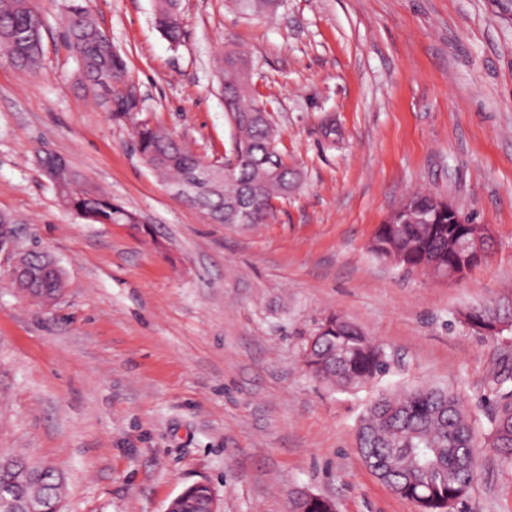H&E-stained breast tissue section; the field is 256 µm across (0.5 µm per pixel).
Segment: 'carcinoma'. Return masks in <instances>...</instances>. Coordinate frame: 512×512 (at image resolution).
Instances as JSON below:
<instances>
[{"instance_id": "cac0c4a2", "label": "carcinoma", "mask_w": 512, "mask_h": 512, "mask_svg": "<svg viewBox=\"0 0 512 512\" xmlns=\"http://www.w3.org/2000/svg\"><path fill=\"white\" fill-rule=\"evenodd\" d=\"M157 24L175 42L181 32L179 0H158ZM44 22L32 0H0V49L22 71L38 67L42 57ZM71 43L85 75L104 86L124 71L106 33L81 7L68 20ZM248 62L241 54L224 55V103L237 135L232 157L235 177L214 183L217 192L202 208L219 224H263L272 212L271 200L294 188L297 174L279 157L275 130L260 116L265 107L250 89ZM144 163L167 181L188 177L208 181L203 160L188 151L173 134L160 127L137 131ZM43 167L58 171L57 190L64 203L91 224H134L136 217L82 183L80 175L52 157ZM418 209L428 212L427 223L410 216L401 224L379 225L369 251L380 260L403 258L410 270L437 265L456 270L462 257L456 238L466 225L448 223V213L431 214L430 194H415ZM29 288H54L45 272L46 258L28 253ZM318 379L341 389L363 385L385 372L386 354L374 338L343 320L317 338L306 361ZM492 446L512 462V401L496 407L491 420ZM362 448H375L392 467L388 481L395 493L417 503L420 512H448V504L462 499L477 476V439L474 420L460 397L442 388H417L402 393H381L369 403L357 432ZM208 489H189L183 512H199Z\"/></svg>"}]
</instances>
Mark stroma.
Wrapping results in <instances>:
<instances>
[{
    "label": "stroma",
    "mask_w": 512,
    "mask_h": 512,
    "mask_svg": "<svg viewBox=\"0 0 512 512\" xmlns=\"http://www.w3.org/2000/svg\"><path fill=\"white\" fill-rule=\"evenodd\" d=\"M80 4L124 72L83 76L66 18ZM35 0L39 70L0 50V214L13 247L49 255L65 291L45 308L0 266V461H48L64 512H165L210 484L221 512H289L300 490L337 512H417L363 464L357 426L391 389L457 393L478 435V476L456 512H512V464L489 417L512 379V328L476 333L472 307L512 300V0ZM247 53L276 147L298 180L266 223L215 224L134 148L150 120L203 161L232 155L219 58ZM133 98L135 112L122 113ZM64 159L136 215L89 224L39 157ZM493 227L487 257L450 284L376 259L368 244L410 192ZM338 313L385 350L387 373L340 390L306 344ZM180 10L178 0H159L157 8V24L165 36L175 42L181 32Z\"/></svg>",
    "instance_id": "stroma-1"
}]
</instances>
